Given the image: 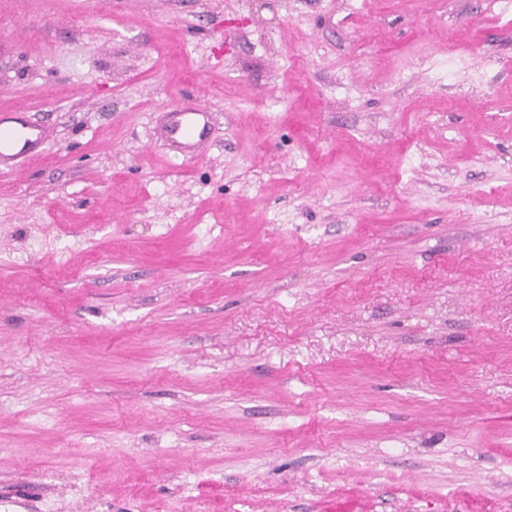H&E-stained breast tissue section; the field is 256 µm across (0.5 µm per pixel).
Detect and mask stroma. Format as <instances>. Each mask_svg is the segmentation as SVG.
Wrapping results in <instances>:
<instances>
[{
  "instance_id": "35a3bbf8",
  "label": "stroma",
  "mask_w": 512,
  "mask_h": 512,
  "mask_svg": "<svg viewBox=\"0 0 512 512\" xmlns=\"http://www.w3.org/2000/svg\"><path fill=\"white\" fill-rule=\"evenodd\" d=\"M19 105L0 512H512V11L0 0ZM211 122L212 112L204 105L177 106L166 113L163 135L185 155L192 156L208 140ZM45 142L43 127L27 117L22 106L0 111V166H10L16 160L38 154Z\"/></svg>"
}]
</instances>
